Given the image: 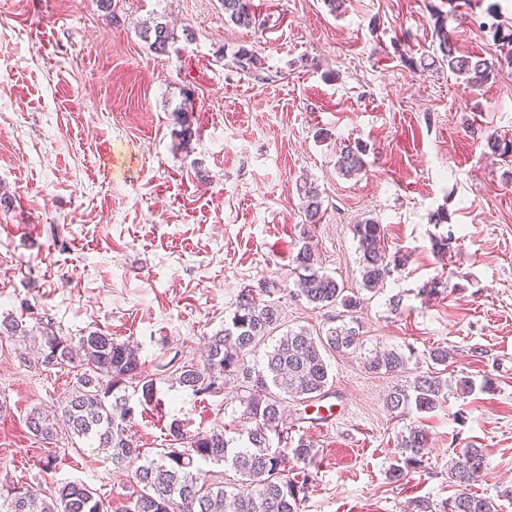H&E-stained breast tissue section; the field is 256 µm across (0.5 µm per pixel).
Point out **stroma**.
Segmentation results:
<instances>
[{
  "label": "stroma",
  "mask_w": 512,
  "mask_h": 512,
  "mask_svg": "<svg viewBox=\"0 0 512 512\" xmlns=\"http://www.w3.org/2000/svg\"><path fill=\"white\" fill-rule=\"evenodd\" d=\"M263 30L225 20L220 0H0V319L52 325L63 336L101 331L137 344L152 401L132 392L134 440L147 454L189 434L225 427L242 445L234 385L196 395L176 380L201 361L241 291L277 279L285 327L336 326L341 307L296 294L303 244L318 268L359 289L355 224L384 228L388 253L406 256L364 293L365 348H395L409 364L374 374L357 356L329 353L332 386L317 404L289 402L317 455L300 512H406L428 501L448 512V461L484 450L471 487L512 512V161L491 153L512 138V69L469 87L434 66L433 9L464 52L492 48L481 26L490 4L512 26V0H251ZM168 24L166 52L143 23ZM265 59L261 78L232 62L238 48ZM192 117L190 150L176 117ZM366 144V170L342 176L336 155ZM317 187L319 223H306L298 189ZM447 211L448 221L433 215ZM447 239L445 252L433 243ZM447 283L427 297L430 282ZM451 351L449 394L432 413L395 418L386 394L433 370ZM74 366H49L28 342L0 333V486L53 494L57 483L95 488L104 512L135 489L82 440L46 442L28 413L64 402ZM429 435L423 468L394 483L406 425Z\"/></svg>",
  "instance_id": "stroma-1"
}]
</instances>
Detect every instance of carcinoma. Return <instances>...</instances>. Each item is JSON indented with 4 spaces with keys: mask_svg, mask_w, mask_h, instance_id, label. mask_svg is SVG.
Instances as JSON below:
<instances>
[{
    "mask_svg": "<svg viewBox=\"0 0 512 512\" xmlns=\"http://www.w3.org/2000/svg\"><path fill=\"white\" fill-rule=\"evenodd\" d=\"M224 15L233 23L262 26L252 10L251 0H221ZM493 19L487 26L494 49L487 56L464 54L452 42L441 12L433 14L438 40L437 56L432 62L462 78L472 87H481L504 67L512 68V28L496 22L494 7L487 9ZM144 37L157 53L167 50L172 32L162 22L148 26ZM240 71L254 75L264 69V58L255 49L239 48L233 58ZM179 144L187 147L195 137L189 116L180 115ZM488 148L500 157H512V140L494 137ZM363 152L358 143L344 145L336 166L343 176H356L364 170ZM305 223L320 220V193L310 185L301 187ZM359 254L361 283L371 290L385 281L391 269L404 264L405 258L386 254L382 225L367 219L354 225ZM295 263L303 271L298 276L299 296L318 308L339 306L351 316V323L330 327L323 336L307 330H288L265 353L262 367L245 363V356L271 338L282 326L280 306L269 300L279 285L265 281L258 289L239 296L230 321L208 337L205 358L200 364L184 365L179 382L197 395L224 390V377L242 378L239 402L254 422L247 432L246 445L230 447L224 429L214 428L186 435L180 424L169 427L176 447L148 455L128 435L134 407L126 391V381L138 377L140 358L134 346L119 343L105 333L92 331L76 339L59 335L53 326L40 332V349L50 365L85 367L77 377L75 395L56 409L34 408L26 417L33 436L52 440L60 435L84 440L112 459V466L131 475L137 490L122 512H300L303 495L310 488V473L305 466L316 455L313 444L300 438L288 447V417L283 403L313 401L326 395L330 385L327 352H356L363 347L360 326L355 314L363 299L348 291L335 278L315 268L314 252L309 244L299 249ZM364 368L373 373H398L406 369L408 358L395 350H371L361 356ZM448 401V380L436 371L423 373L412 383L392 389L386 397L387 409L398 415L413 411L433 412ZM277 437L280 445L272 444ZM428 440L426 430L411 426L402 434V458L390 467V477L399 481L421 465ZM229 464L241 476L240 483L227 490L222 482L208 480L199 461ZM485 455L480 448H467L448 464V478L457 487L448 502V512H497L493 502L470 490L475 475L483 470ZM0 512H102L96 490L89 485L69 481L54 494L42 498L27 486H1Z\"/></svg>",
    "mask_w": 512,
    "mask_h": 512,
    "instance_id": "cac0c4a2",
    "label": "carcinoma"
}]
</instances>
